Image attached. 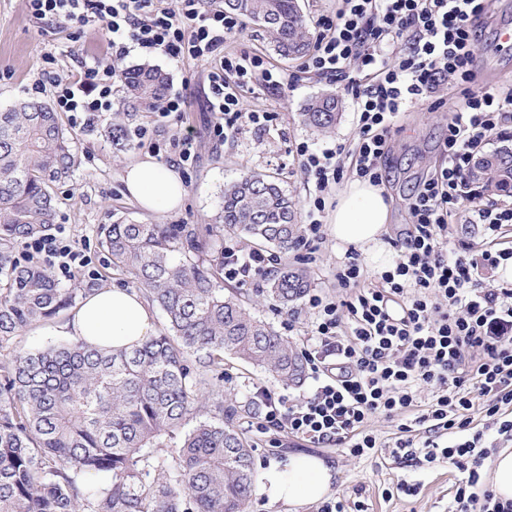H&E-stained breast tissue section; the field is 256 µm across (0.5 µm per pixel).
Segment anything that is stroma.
<instances>
[{
  "mask_svg": "<svg viewBox=\"0 0 512 512\" xmlns=\"http://www.w3.org/2000/svg\"><path fill=\"white\" fill-rule=\"evenodd\" d=\"M512 23V0H491L489 12L480 26L476 68L485 77L500 71H512V49L497 47L494 31L502 22ZM232 46L237 51L259 52L287 75L297 77L295 89L278 95L249 94L246 109H267L278 113L276 126L266 131L245 129L233 141L223 145L213 143L209 136L211 115L205 110L209 91L207 67L196 60L173 62L162 53L149 59L130 55L121 61V68L149 62L164 70L171 87L186 97L185 111L161 118L149 114L117 123L116 114L122 111V95L114 93L113 110L100 120L93 130L76 129L81 164L72 179L56 190L57 223L66 225L71 236L86 246L96 259L99 274L107 278V286L129 287V280L119 272L108 270L107 256L99 244L98 227L116 221L133 220L153 224L213 223L219 209L225 183L247 171L274 176L289 196L305 205L308 188L301 164L293 151L296 143L305 141L322 148L342 143L352 145L357 131V114L349 94L341 93L338 85L299 69V60L280 57L270 46L259 25L247 21L236 35ZM53 53L59 59L58 72L67 75L73 57L87 60L103 56L106 42L98 27L85 29L81 34L63 27H45L29 13L25 0H0V109L9 108L18 99L27 97L31 84L40 78L45 66L43 57ZM323 93H337L342 99V115L333 133L324 135L305 126L299 119L303 103ZM439 94L445 100L443 108L417 106L405 113L390 141L389 159L383 196L390 206V222L386 240L377 248H363L361 261L367 276L383 268V259L394 258L395 252L388 237L396 236L408 222L407 205L418 181L441 166L444 158L438 145L447 134L448 112L457 101L452 84H444ZM147 130L150 138L161 148H168L176 133L191 131L196 143L193 161L180 165L179 172L187 188L180 209L159 214L143 213L126 194L121 180L125 165L148 154V147L139 146L136 134ZM324 239L319 243L312 261H306L311 274L312 292L342 299L345 289L336 284V265L343 258L345 246L336 242L330 225H323ZM252 312L286 335L297 350L311 347L309 338L314 319L305 301H298L294 311L276 310L270 303L252 305ZM265 386L292 397L311 395L313 379L302 385L286 386L270 374L256 371L237 360L224 361V388L235 394L240 404L253 402L257 387ZM258 421L242 413L236 419L237 430L253 446L255 470L285 463L294 453L311 454L324 459L333 469L330 498L362 502L366 512H451V490L461 479L460 470L448 464H414L394 461L379 462L366 457H354L338 447H316L299 441L284 431L260 433ZM417 485L416 495L401 491V484Z\"/></svg>",
  "mask_w": 512,
  "mask_h": 512,
  "instance_id": "obj_1",
  "label": "stroma"
}]
</instances>
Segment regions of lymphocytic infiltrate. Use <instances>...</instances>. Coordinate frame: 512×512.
I'll use <instances>...</instances> for the list:
<instances>
[{"label": "lymphocytic infiltrate", "instance_id": "lymphocytic-infiltrate-1", "mask_svg": "<svg viewBox=\"0 0 512 512\" xmlns=\"http://www.w3.org/2000/svg\"><path fill=\"white\" fill-rule=\"evenodd\" d=\"M31 16L42 22L84 29L100 25L105 57L79 65L76 75L34 81L36 92L51 90L60 112L91 129L112 109L116 61L131 52L162 51L172 60L193 59L208 67L206 106L214 114L211 136L223 144L243 127L265 130L278 118L264 109L245 111V93L284 89L287 80L258 53H236L227 46L242 28L240 16L215 0H26ZM334 13L315 20L316 38L303 71L336 83L351 95L357 114L352 147L336 144L295 151L312 190L305 206V240L322 237L323 213L331 186L346 175L381 184L389 139L400 113L421 101L443 106L436 92L452 81L460 102L448 115V134L440 146L444 167L427 175L409 203L410 224L390 239L396 252L391 267L367 281L355 249L336 268L346 298L308 297L315 314L310 334L317 349L306 359L317 383L311 396L288 399L257 388L268 427L319 446L344 448L354 456L409 459L423 453L466 470L453 488L454 512H512V501L496 498L466 459L488 456L485 429L512 437V283L487 288L486 268L512 259V251L462 246L448 253V219L466 210L468 221L495 237L512 224V200L482 201L468 189L466 173L492 133L512 112V93L474 84L478 26L490 0H337ZM350 165H343V157ZM23 260H38L56 280L71 279L74 269L95 276V260L67 234L53 232L21 240ZM268 257L237 244L224 247V277L239 283L264 276ZM434 390L425 413L414 424H400V438L384 447L369 428L378 414L404 416L418 405L417 389ZM485 397L484 429L473 426L471 393ZM457 435L454 445L436 441L439 431Z\"/></svg>", "mask_w": 512, "mask_h": 512}]
</instances>
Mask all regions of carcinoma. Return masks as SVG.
Instances as JSON below:
<instances>
[{"mask_svg": "<svg viewBox=\"0 0 512 512\" xmlns=\"http://www.w3.org/2000/svg\"><path fill=\"white\" fill-rule=\"evenodd\" d=\"M261 23L276 53L310 47L297 0H220ZM128 113L159 110L169 80L149 65L119 72ZM302 121L322 133L340 117L327 93ZM482 186L512 193V146L478 156ZM80 165L77 137L48 104L20 100L0 112V261L18 241L51 230L55 187ZM228 232L286 254L302 238L296 203L271 176L244 172L224 186L217 223L101 224L112 268L132 276L165 324L142 346L98 350L81 343L11 348L30 326L77 306L92 292L66 287L36 262L0 282V512H245L254 486L252 448L234 426L241 406L194 370L224 369V355L286 384L306 375L303 357L234 293L224 294ZM288 261L265 289L294 306L310 288Z\"/></svg>", "mask_w": 512, "mask_h": 512, "instance_id": "carcinoma-1", "label": "carcinoma"}]
</instances>
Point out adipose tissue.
<instances>
[{"mask_svg": "<svg viewBox=\"0 0 512 512\" xmlns=\"http://www.w3.org/2000/svg\"><path fill=\"white\" fill-rule=\"evenodd\" d=\"M123 183L130 198L146 213L180 209L186 197L181 174L172 166L146 156L129 163ZM337 242L363 248L377 243L389 222V207L379 186L356 179L346 184L329 216ZM62 335L102 348L139 346L154 335L151 307L140 293L102 288L89 294L61 324ZM333 471L325 460L295 454L287 464L262 473L259 493L273 503L303 506L329 492Z\"/></svg>", "mask_w": 512, "mask_h": 512, "instance_id": "obj_1", "label": "adipose tissue"}]
</instances>
